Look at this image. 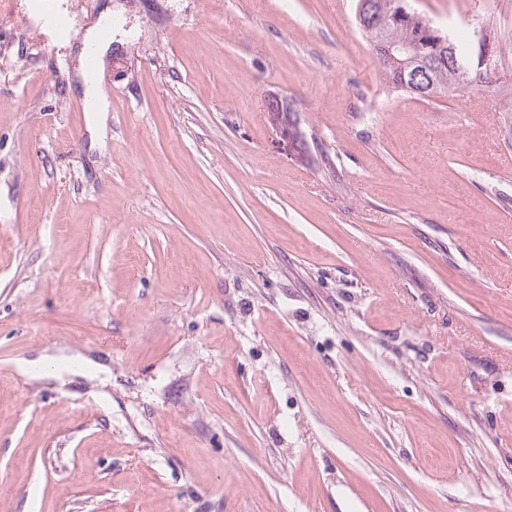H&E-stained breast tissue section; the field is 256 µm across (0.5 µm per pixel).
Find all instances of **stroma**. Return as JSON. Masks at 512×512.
<instances>
[{"label":"stroma","instance_id":"35a3bbf8","mask_svg":"<svg viewBox=\"0 0 512 512\" xmlns=\"http://www.w3.org/2000/svg\"><path fill=\"white\" fill-rule=\"evenodd\" d=\"M38 2L0 0V512H512V0H411L502 51L430 99L356 0H62L63 40ZM264 112L268 124L280 135L301 161L307 160V154L301 150L305 140L300 129L296 111L286 98L268 97L264 103Z\"/></svg>","mask_w":512,"mask_h":512}]
</instances>
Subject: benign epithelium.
Wrapping results in <instances>:
<instances>
[{"label":"benign epithelium","mask_w":512,"mask_h":512,"mask_svg":"<svg viewBox=\"0 0 512 512\" xmlns=\"http://www.w3.org/2000/svg\"><path fill=\"white\" fill-rule=\"evenodd\" d=\"M358 26L372 36L374 53L395 69L399 89L429 96L442 73L449 70L466 87L491 71L492 49L484 33L470 46L467 63L460 62L457 47L441 30L418 21L406 0H358ZM268 124L301 161L303 133L296 111L285 98L265 100Z\"/></svg>","instance_id":"7a95c632"}]
</instances>
